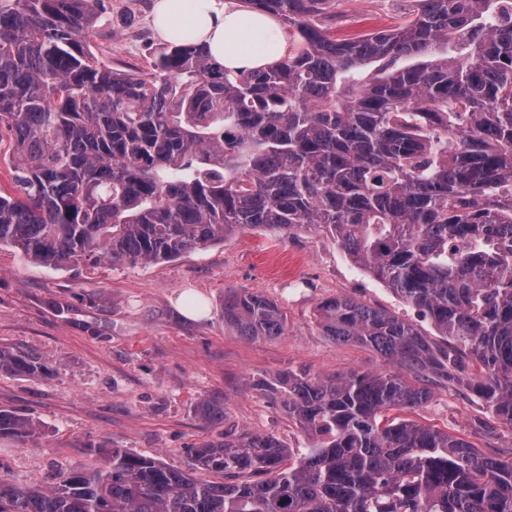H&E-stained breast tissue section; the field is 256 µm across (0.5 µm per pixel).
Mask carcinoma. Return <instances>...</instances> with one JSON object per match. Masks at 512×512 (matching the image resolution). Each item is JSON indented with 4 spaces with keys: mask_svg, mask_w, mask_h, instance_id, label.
<instances>
[{
    "mask_svg": "<svg viewBox=\"0 0 512 512\" xmlns=\"http://www.w3.org/2000/svg\"><path fill=\"white\" fill-rule=\"evenodd\" d=\"M100 0H0V132L13 192L0 246L47 267L164 262L246 229H320L430 319L443 345L349 297L323 335L371 347L375 371L265 384L315 443L292 468L270 433H224L187 470L96 448L50 488L0 480V512H512V459L412 420L462 387L512 428V0H418L401 24L342 38L325 0H244L295 46L259 71L202 44L116 69L90 46ZM241 336L285 334L258 291L224 302ZM42 360L0 348V372ZM0 409V436L36 438ZM222 482H204L196 472Z\"/></svg>",
    "mask_w": 512,
    "mask_h": 512,
    "instance_id": "carcinoma-1",
    "label": "carcinoma"
}]
</instances>
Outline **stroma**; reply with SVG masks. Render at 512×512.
Instances as JSON below:
<instances>
[{"instance_id": "stroma-1", "label": "stroma", "mask_w": 512, "mask_h": 512, "mask_svg": "<svg viewBox=\"0 0 512 512\" xmlns=\"http://www.w3.org/2000/svg\"><path fill=\"white\" fill-rule=\"evenodd\" d=\"M151 0H101L96 53L146 67L161 46ZM417 0H326L342 36L402 23ZM253 290L275 301L288 331L245 338L224 322V302ZM346 296L384 309L442 343L432 323L323 232L275 236L260 229L159 263L45 267L0 247V347L39 354L48 373L0 372V407L32 418L38 436L0 437V479L49 486L72 465H96V447L118 446L187 468L189 451L225 432L271 433L298 451L312 441L265 383L288 371L336 376L383 366L374 350L323 336L315 316L324 299ZM225 418L205 420L204 401ZM407 419L438 426L480 452L512 458V428L477 398L436 391Z\"/></svg>"}]
</instances>
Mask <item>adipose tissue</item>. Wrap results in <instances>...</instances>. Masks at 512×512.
I'll return each mask as SVG.
<instances>
[{
	"instance_id": "adipose-tissue-1",
	"label": "adipose tissue",
	"mask_w": 512,
	"mask_h": 512,
	"mask_svg": "<svg viewBox=\"0 0 512 512\" xmlns=\"http://www.w3.org/2000/svg\"><path fill=\"white\" fill-rule=\"evenodd\" d=\"M151 19L161 40L206 45L229 70L268 68L289 49L273 15L244 10L237 0H153Z\"/></svg>"
}]
</instances>
